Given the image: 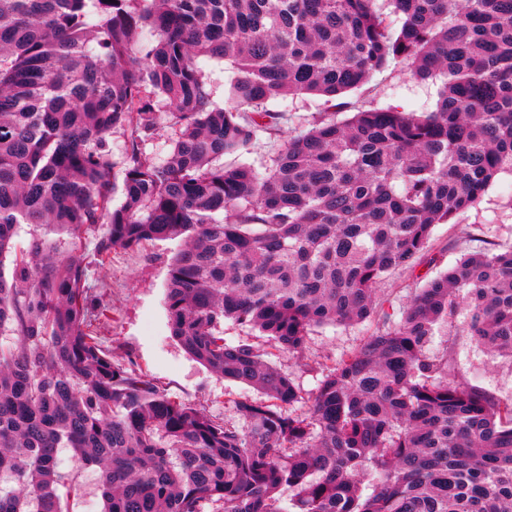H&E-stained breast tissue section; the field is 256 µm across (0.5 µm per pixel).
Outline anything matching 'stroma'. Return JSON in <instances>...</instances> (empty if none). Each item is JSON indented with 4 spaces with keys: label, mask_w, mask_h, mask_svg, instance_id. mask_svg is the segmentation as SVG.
I'll use <instances>...</instances> for the list:
<instances>
[{
    "label": "stroma",
    "mask_w": 512,
    "mask_h": 512,
    "mask_svg": "<svg viewBox=\"0 0 512 512\" xmlns=\"http://www.w3.org/2000/svg\"><path fill=\"white\" fill-rule=\"evenodd\" d=\"M370 97L382 105L407 112L433 108L436 87L411 80L403 64H392L374 77ZM492 243L512 246V172L500 173L476 206L452 224L436 225L432 232L429 262L414 270L391 275L380 293L393 307L403 306L412 288L455 264L468 249ZM179 248L175 241H153L136 249H115L102 267L91 266L88 286L106 305V318L96 323V333L114 362L147 375L168 396L185 401L215 419L235 417V400L260 399L257 390L212 372L184 351L172 336L165 289L170 263ZM455 345L445 350L443 336H435L434 351H447L452 376L478 384L497 397L512 401V361L488 354L452 325ZM369 333L368 325L324 326L310 336L304 360L288 357L270 343H263L265 358L294 380L304 395L315 392L323 367L358 349ZM63 477L79 475L83 489L71 500L70 512H102L94 469L79 466L70 452H63Z\"/></svg>",
    "instance_id": "obj_1"
}]
</instances>
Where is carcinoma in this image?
Masks as SVG:
<instances>
[{
  "mask_svg": "<svg viewBox=\"0 0 512 512\" xmlns=\"http://www.w3.org/2000/svg\"><path fill=\"white\" fill-rule=\"evenodd\" d=\"M202 57L233 64L232 107ZM397 61L437 85L434 110L343 100ZM299 95L324 110L262 169L224 163L279 135L271 105ZM163 120L159 162L145 146ZM503 171L512 0H0V512H70L62 448L97 467L104 512H512V401L450 377L451 344L430 351L461 316L512 359V246L464 255L398 319L378 295ZM22 224L70 252L17 247ZM89 238L100 264L182 239L172 335L265 399L216 421L113 362ZM226 319L297 360L316 327L371 333L306 397L260 348L225 343ZM34 238H50L57 241L59 252L62 255L67 253V236H59L53 231H50L49 228L43 225H35V224H23L21 229H19L18 235L15 239L18 246H27L30 241Z\"/></svg>",
  "mask_w": 512,
  "mask_h": 512,
  "instance_id": "1",
  "label": "carcinoma"
}]
</instances>
